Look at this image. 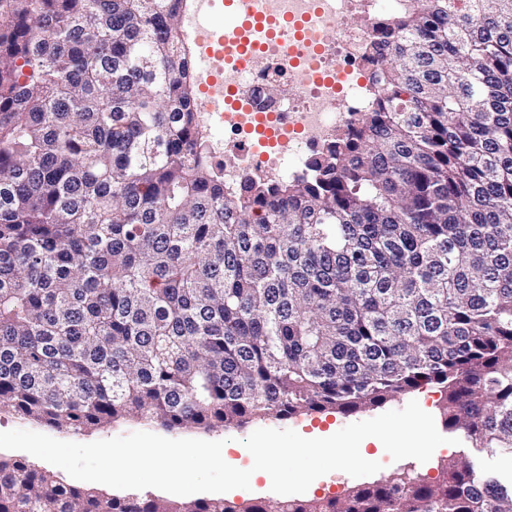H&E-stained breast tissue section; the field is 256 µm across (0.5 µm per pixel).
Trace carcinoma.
Returning <instances> with one entry per match:
<instances>
[{"instance_id":"cac0c4a2","label":"carcinoma","mask_w":512,"mask_h":512,"mask_svg":"<svg viewBox=\"0 0 512 512\" xmlns=\"http://www.w3.org/2000/svg\"><path fill=\"white\" fill-rule=\"evenodd\" d=\"M182 0H0V409L242 427L445 393L471 454L342 498L110 496L0 456V512H512V0L376 23L314 177L224 194Z\"/></svg>"}]
</instances>
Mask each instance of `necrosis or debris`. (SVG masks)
<instances>
[{
    "instance_id": "1",
    "label": "necrosis or debris",
    "mask_w": 512,
    "mask_h": 512,
    "mask_svg": "<svg viewBox=\"0 0 512 512\" xmlns=\"http://www.w3.org/2000/svg\"><path fill=\"white\" fill-rule=\"evenodd\" d=\"M406 0H258L268 17L314 19L319 37L263 40L250 68L228 51L214 55L216 92L203 99L202 124L224 125V190L243 175L261 181L308 173L336 132L358 121L374 86L368 44L379 18Z\"/></svg>"
}]
</instances>
